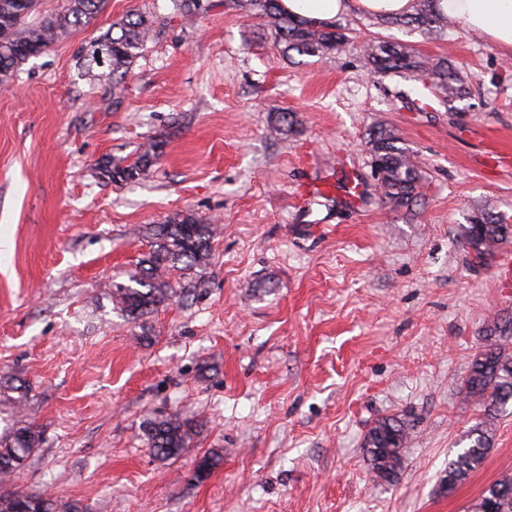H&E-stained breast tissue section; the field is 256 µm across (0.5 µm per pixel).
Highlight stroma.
<instances>
[{
    "mask_svg": "<svg viewBox=\"0 0 512 512\" xmlns=\"http://www.w3.org/2000/svg\"><path fill=\"white\" fill-rule=\"evenodd\" d=\"M204 3L186 18L171 0H105L0 86V432L19 381L40 432L9 490L84 512H474L512 475V403L482 466L454 491L441 480L484 414L460 385L512 318V242L477 264L461 227L483 208L512 221V52L352 10L335 19L345 48L285 57L263 20ZM132 11L154 32L115 88L86 50ZM374 40L448 58L466 97L371 74ZM287 109L299 123L276 135ZM378 125L418 162L408 207L376 189ZM155 136L146 177L100 174ZM345 176L356 202L308 191ZM182 211L217 227L210 263L171 272L176 297L128 320L112 285L138 276L141 229ZM160 414L197 425L165 462L142 432ZM386 416L410 428L392 483L373 480L363 450ZM216 448L223 461L197 477Z\"/></svg>",
    "mask_w": 512,
    "mask_h": 512,
    "instance_id": "1",
    "label": "stroma"
}]
</instances>
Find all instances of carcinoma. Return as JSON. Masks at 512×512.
Segmentation results:
<instances>
[{"instance_id": "carcinoma-1", "label": "carcinoma", "mask_w": 512, "mask_h": 512, "mask_svg": "<svg viewBox=\"0 0 512 512\" xmlns=\"http://www.w3.org/2000/svg\"><path fill=\"white\" fill-rule=\"evenodd\" d=\"M105 0H67L66 8L43 17L36 23L28 18L36 10L37 0H0V79H8L29 59L42 54L47 47L69 30L91 23ZM237 6L252 12L269 27L274 43L287 54L323 56L340 49L348 37L327 23L294 17L282 9L280 0H236ZM409 22L435 34L444 29L448 16L436 9L434 0H418L416 12ZM153 34L152 17L143 12L129 13L112 23L95 44L108 55L107 69L99 79L116 87L124 79L133 60L146 47ZM366 65L375 75L398 73L412 81L431 86L448 100L462 98L464 80L448 60H427L402 45L377 43L365 49ZM297 125L290 111L279 113L273 131L287 135ZM371 164L381 182V197L393 208L409 206L417 195L421 181L413 153L401 145V138L383 128L374 127L369 137ZM163 141L150 140L142 146L138 159L122 166L111 161L99 164L100 174L114 182H128L148 174L162 155ZM217 228L192 213L177 214L164 224L148 227L150 251L144 260L142 274L134 285L118 283L112 289V303L137 321L154 312L176 294L166 280L173 269L193 270L209 264L211 242ZM462 239L474 258L484 262L497 248L512 239V224L492 212L475 215L463 227ZM512 318L494 325L490 343L471 360L463 384L465 397L485 408V418L468 434L469 447L448 461L442 480L451 492L484 462L492 448V425L499 409L512 402ZM144 439L155 458L168 460L180 456L196 435L192 421L173 415L147 419L142 425ZM40 433L24 414L0 434V482L10 480L25 465L38 446ZM409 436L405 422L394 418L377 420L364 437V450L374 476L392 482L402 470ZM0 512H83L74 500H63L45 494L8 492L0 494ZM476 512H512V477H504L484 492Z\"/></svg>"}]
</instances>
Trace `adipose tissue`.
<instances>
[{
  "label": "adipose tissue",
  "mask_w": 512,
  "mask_h": 512,
  "mask_svg": "<svg viewBox=\"0 0 512 512\" xmlns=\"http://www.w3.org/2000/svg\"><path fill=\"white\" fill-rule=\"evenodd\" d=\"M288 13L313 22H328L355 9L375 16L409 14L412 0H282ZM437 9L466 32L486 36L512 52V0H437Z\"/></svg>",
  "instance_id": "obj_1"
}]
</instances>
